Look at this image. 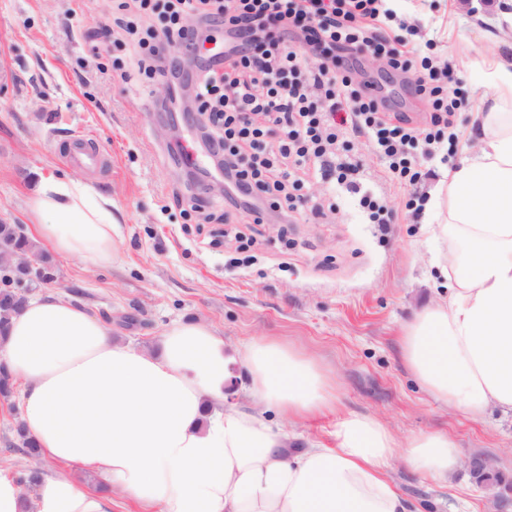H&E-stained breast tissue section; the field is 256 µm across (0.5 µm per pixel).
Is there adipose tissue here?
<instances>
[{"label":"adipose tissue","instance_id":"ef3b65f1","mask_svg":"<svg viewBox=\"0 0 512 512\" xmlns=\"http://www.w3.org/2000/svg\"><path fill=\"white\" fill-rule=\"evenodd\" d=\"M488 48L466 64L492 87L472 114L480 148L426 203L429 230L449 249L436 266L446 295L402 329L403 362L432 399L470 418L512 413V56ZM33 237L60 257L111 266L122 231L92 183L42 179L27 200ZM244 405L229 403L225 341L210 325L164 329L156 348L112 338L83 305L47 294L27 301L0 336V364L20 381L21 421L51 467L32 496L0 470V512H112L111 492L144 512H406L387 473L394 434L372 416L338 418L334 444L288 449L270 418L336 410L330 377L275 339L239 350ZM417 472L447 477L461 463L447 434L411 437ZM102 489H83L75 472Z\"/></svg>","mask_w":512,"mask_h":512}]
</instances>
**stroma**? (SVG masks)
Returning <instances> with one entry per match:
<instances>
[{
    "instance_id": "35a3bbf8",
    "label": "stroma",
    "mask_w": 512,
    "mask_h": 512,
    "mask_svg": "<svg viewBox=\"0 0 512 512\" xmlns=\"http://www.w3.org/2000/svg\"><path fill=\"white\" fill-rule=\"evenodd\" d=\"M497 2L398 0L393 9L415 25L412 40L428 48L434 66L451 65L463 131L488 90L461 63L485 49L482 32L498 24ZM111 13V0H0V218L29 225L26 201L43 176L89 178L111 198L123 234L112 266L54 257L53 281L28 298L78 301L138 349L156 346L179 321L207 322L232 350L279 340L331 373L341 413L375 417L402 443L420 432L447 433L462 457L490 458L512 480V414L492 409L473 420L436 402L399 348L402 326L436 299L441 282L425 214L408 202L433 193L447 165L478 141L443 140L419 182L405 188L384 180L386 163L365 139H352L348 156L362 165L363 189L384 193L388 224L371 223L358 195L335 181L310 188L334 207L326 222L301 214L285 228L274 215L257 224L239 211L225 223L213 166L185 175L180 143L196 137L195 124L159 111L156 87L137 73L111 77L112 56L97 29ZM357 78L384 83L391 110L420 127L428 122L431 106L415 93L414 74L386 77L382 62L366 54ZM78 130L104 144L100 167L64 158L61 148ZM202 187L208 222L191 208ZM391 475L409 512H512L498 486L476 484L463 467L439 481L397 458Z\"/></svg>"
}]
</instances>
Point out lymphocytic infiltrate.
Wrapping results in <instances>:
<instances>
[{"mask_svg": "<svg viewBox=\"0 0 512 512\" xmlns=\"http://www.w3.org/2000/svg\"><path fill=\"white\" fill-rule=\"evenodd\" d=\"M113 8L123 31L112 41L113 73L132 65L144 84L192 92L231 209L262 202L290 224L306 206L323 218L301 174L316 167L352 183L359 166L339 157L351 134L386 159L387 179L415 185L417 156H432L454 126L448 70L387 32L379 0H114ZM213 32L225 41L220 61L199 52ZM364 51L388 73L417 72L414 90L432 108L427 127L354 82L351 59Z\"/></svg>", "mask_w": 512, "mask_h": 512, "instance_id": "lymphocytic-infiltrate-1", "label": "lymphocytic infiltrate"}]
</instances>
